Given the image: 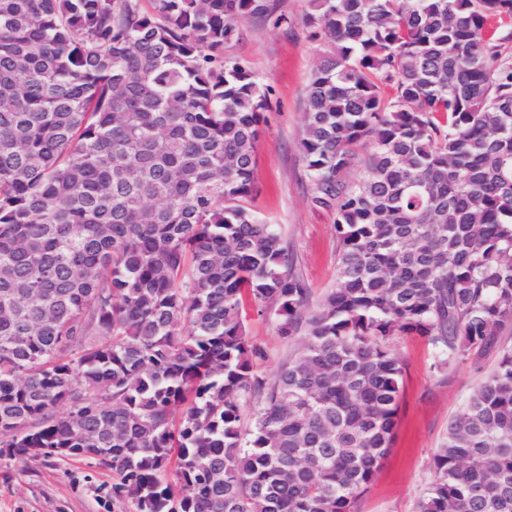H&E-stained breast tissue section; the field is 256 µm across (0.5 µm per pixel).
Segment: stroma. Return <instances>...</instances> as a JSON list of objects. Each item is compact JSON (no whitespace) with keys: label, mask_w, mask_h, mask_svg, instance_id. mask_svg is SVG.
<instances>
[{"label":"stroma","mask_w":512,"mask_h":512,"mask_svg":"<svg viewBox=\"0 0 512 512\" xmlns=\"http://www.w3.org/2000/svg\"><path fill=\"white\" fill-rule=\"evenodd\" d=\"M272 13L245 24V34L224 49L248 65L272 90L273 110L257 147L251 208L276 225L294 270L310 290V305L336 285V231L329 213L311 202L299 155L304 99L320 43L302 24L305 0H274ZM247 334L264 359L260 369L273 377L302 348L304 336L286 337L275 315H249ZM403 364L399 417L393 446L375 481L358 500L356 512H417L434 479L433 456L448 425L497 363L490 352L478 361L438 370L424 337H392ZM113 474L91 459H0V512H121L112 503Z\"/></svg>","instance_id":"stroma-1"}]
</instances>
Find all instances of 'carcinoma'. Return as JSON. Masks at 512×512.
Instances as JSON below:
<instances>
[{"instance_id": "1", "label": "carcinoma", "mask_w": 512, "mask_h": 512, "mask_svg": "<svg viewBox=\"0 0 512 512\" xmlns=\"http://www.w3.org/2000/svg\"><path fill=\"white\" fill-rule=\"evenodd\" d=\"M306 3L338 261L304 320L246 206L270 88L223 55L270 0H0V458L95 459L135 512H355L415 334L498 352L417 512H512V0ZM245 294L305 328L270 381Z\"/></svg>"}]
</instances>
